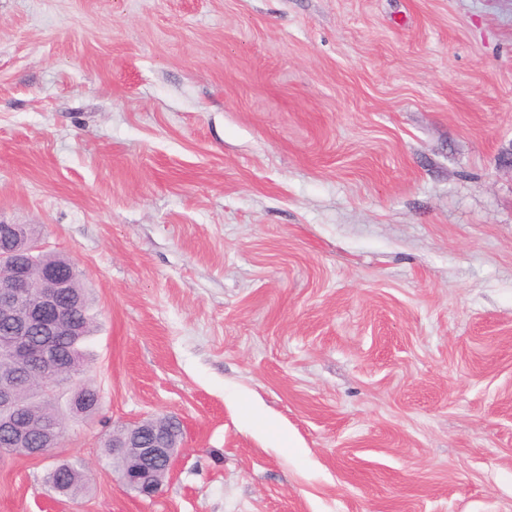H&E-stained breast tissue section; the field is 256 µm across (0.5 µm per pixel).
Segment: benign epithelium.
Here are the masks:
<instances>
[{
  "label": "benign epithelium",
  "mask_w": 512,
  "mask_h": 512,
  "mask_svg": "<svg viewBox=\"0 0 512 512\" xmlns=\"http://www.w3.org/2000/svg\"><path fill=\"white\" fill-rule=\"evenodd\" d=\"M21 237L17 226L0 225V331L4 334L0 356L10 363L0 369V407L6 411L12 409L19 387L36 374L46 380L57 370L56 337L64 335L63 323L73 317L77 306L69 277L58 270L42 271L40 287H33L34 256L43 251V245L30 242L23 260L16 255ZM0 432L7 448L29 457H45L60 445L59 427L43 425L36 437L26 418L0 420ZM115 448H128L137 457L138 471L126 473V480L140 484L148 497L158 493L152 481L156 472L171 470L176 457L173 437L143 422Z\"/></svg>",
  "instance_id": "obj_1"
}]
</instances>
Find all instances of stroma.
I'll list each match as a JSON object with an SVG mask.
<instances>
[{"label":"stroma","mask_w":512,"mask_h":512,"mask_svg":"<svg viewBox=\"0 0 512 512\" xmlns=\"http://www.w3.org/2000/svg\"><path fill=\"white\" fill-rule=\"evenodd\" d=\"M511 150L512 0H0V222L101 394L0 512H512ZM158 415L143 497L103 441ZM46 482L57 493L72 496L87 488V477L77 466L68 463L66 467L53 466L46 473Z\"/></svg>","instance_id":"35a3bbf8"}]
</instances>
